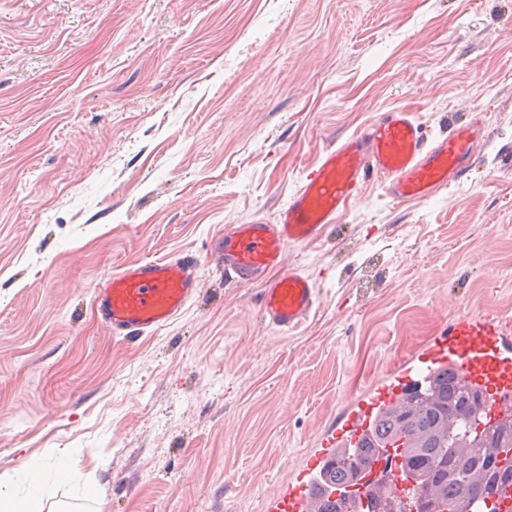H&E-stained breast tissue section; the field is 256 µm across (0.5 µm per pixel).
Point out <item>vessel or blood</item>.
<instances>
[{
	"label": "vessel or blood",
	"mask_w": 512,
	"mask_h": 512,
	"mask_svg": "<svg viewBox=\"0 0 512 512\" xmlns=\"http://www.w3.org/2000/svg\"><path fill=\"white\" fill-rule=\"evenodd\" d=\"M483 136V127L466 122L433 140L412 112L387 113L359 134L327 146L273 223L233 225L212 257L231 281H262L259 310L265 322L283 331L296 328L320 305L322 294L310 276L286 265L288 246L325 236L367 180H380L400 202L437 196L466 175ZM272 269L278 277L265 280ZM199 291L197 260L185 255L125 266L101 282L94 297L108 330L125 339L164 327ZM510 335L512 323L500 317L457 310L445 335L416 348L372 391L347 402L335 430L321 440L295 482L270 495L266 512H321L326 502L336 500L360 512L362 502L350 497L348 486L326 482L330 459L341 449L359 447L380 413L409 393L426 391L439 374L479 391L489 422L511 418L512 348L505 344ZM381 481L401 491L415 485L394 447L370 453L355 479L365 489Z\"/></svg>",
	"instance_id": "vessel-or-blood-1"
}]
</instances>
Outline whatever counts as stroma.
Returning <instances> with one entry per match:
<instances>
[{
  "mask_svg": "<svg viewBox=\"0 0 512 512\" xmlns=\"http://www.w3.org/2000/svg\"><path fill=\"white\" fill-rule=\"evenodd\" d=\"M479 120L471 171L375 183L288 262L323 290L281 332L210 262L383 113ZM196 256L168 325L113 338L99 282ZM512 317V0H0V477L68 454L55 512H264L350 399L447 328Z\"/></svg>",
  "mask_w": 512,
  "mask_h": 512,
  "instance_id": "obj_1",
  "label": "stroma"
}]
</instances>
